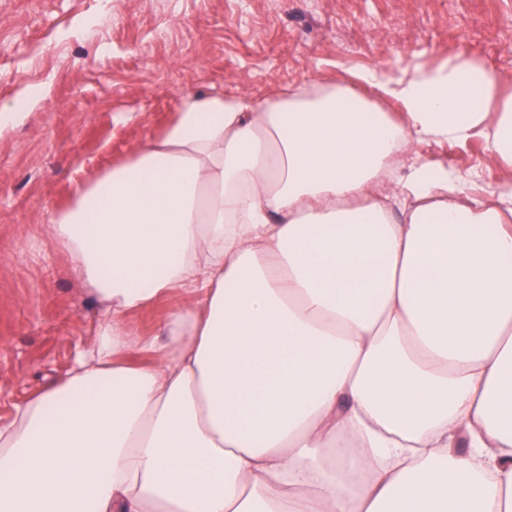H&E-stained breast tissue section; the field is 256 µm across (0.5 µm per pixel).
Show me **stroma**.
Returning <instances> with one entry per match:
<instances>
[{
  "mask_svg": "<svg viewBox=\"0 0 512 512\" xmlns=\"http://www.w3.org/2000/svg\"><path fill=\"white\" fill-rule=\"evenodd\" d=\"M475 56L512 77V0H0V422L66 377L98 308L50 238V213L170 121L180 92L251 99L320 74ZM427 155L503 175L483 140Z\"/></svg>",
  "mask_w": 512,
  "mask_h": 512,
  "instance_id": "1",
  "label": "stroma"
}]
</instances>
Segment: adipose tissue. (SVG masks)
<instances>
[{
	"instance_id": "1",
	"label": "adipose tissue",
	"mask_w": 512,
	"mask_h": 512,
	"mask_svg": "<svg viewBox=\"0 0 512 512\" xmlns=\"http://www.w3.org/2000/svg\"><path fill=\"white\" fill-rule=\"evenodd\" d=\"M352 78L181 93L51 213L100 317L0 424V512H512V182L420 151L512 173V85L465 55ZM422 151L436 160L448 164V168L461 171L476 169L480 178L472 186V194L483 199L490 192L497 190L503 174L491 162L482 139L474 140L465 146L453 144L425 146ZM183 301L184 298L180 293L173 292L161 299L153 308L130 314L127 318V326L134 336L144 339L152 338L169 310Z\"/></svg>"
}]
</instances>
